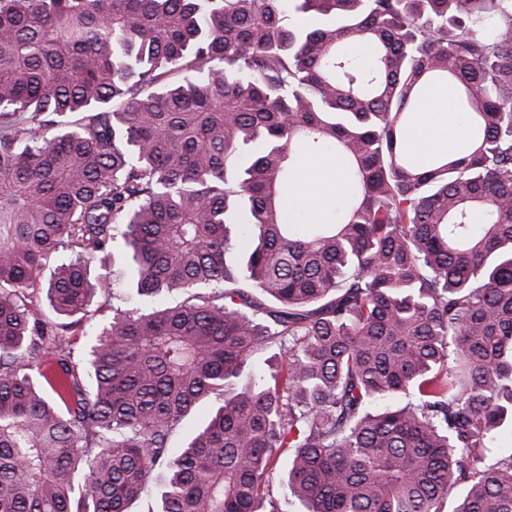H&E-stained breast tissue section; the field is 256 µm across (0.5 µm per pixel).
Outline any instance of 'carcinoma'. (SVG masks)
I'll return each mask as SVG.
<instances>
[{"instance_id": "1", "label": "carcinoma", "mask_w": 512, "mask_h": 512, "mask_svg": "<svg viewBox=\"0 0 512 512\" xmlns=\"http://www.w3.org/2000/svg\"><path fill=\"white\" fill-rule=\"evenodd\" d=\"M444 86L463 139L420 156ZM327 156L348 196L303 226ZM119 238L177 301L77 362ZM509 413L512 0H0V512H130L158 469L156 512H512ZM122 250L123 243L121 242V240L114 243L113 252H109L105 257H102L98 261L92 263L90 267V278L94 279L100 273H105L107 271L110 272L109 276L112 279V270H114L115 274H119V272L122 271V262L120 260V254ZM216 405L217 401L214 398H209L194 410L185 420L183 427L173 436L172 445L181 447L195 428L201 424L207 412Z\"/></svg>"}]
</instances>
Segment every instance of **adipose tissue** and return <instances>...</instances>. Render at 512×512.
Masks as SVG:
<instances>
[{
	"label": "adipose tissue",
	"mask_w": 512,
	"mask_h": 512,
	"mask_svg": "<svg viewBox=\"0 0 512 512\" xmlns=\"http://www.w3.org/2000/svg\"><path fill=\"white\" fill-rule=\"evenodd\" d=\"M450 92L445 88L430 91L428 103L419 122L411 129L409 137L424 151L445 150L459 143L463 128L455 115L449 112Z\"/></svg>",
	"instance_id": "1"
}]
</instances>
